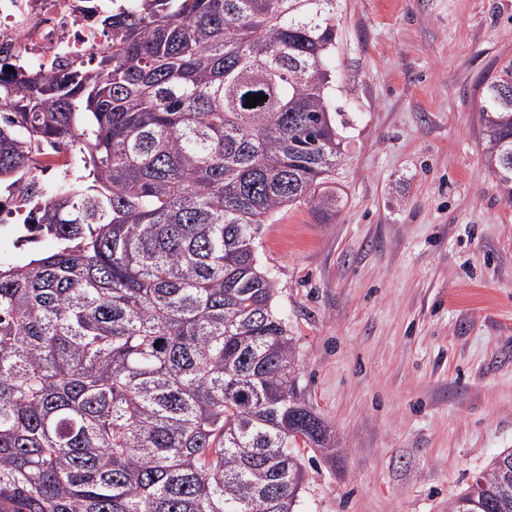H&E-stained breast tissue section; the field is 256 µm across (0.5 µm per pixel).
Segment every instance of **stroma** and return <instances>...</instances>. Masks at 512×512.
Wrapping results in <instances>:
<instances>
[{
    "instance_id": "1",
    "label": "stroma",
    "mask_w": 512,
    "mask_h": 512,
    "mask_svg": "<svg viewBox=\"0 0 512 512\" xmlns=\"http://www.w3.org/2000/svg\"><path fill=\"white\" fill-rule=\"evenodd\" d=\"M336 33L342 206L282 210L257 248L338 448L304 456L299 508L448 512L512 450V202L480 116L512 0H337Z\"/></svg>"
}]
</instances>
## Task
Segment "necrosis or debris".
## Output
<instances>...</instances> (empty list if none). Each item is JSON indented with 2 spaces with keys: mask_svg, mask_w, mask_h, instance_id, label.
Here are the masks:
<instances>
[{
  "mask_svg": "<svg viewBox=\"0 0 512 512\" xmlns=\"http://www.w3.org/2000/svg\"><path fill=\"white\" fill-rule=\"evenodd\" d=\"M90 0H0V61L14 69L85 64L102 42Z\"/></svg>",
  "mask_w": 512,
  "mask_h": 512,
  "instance_id": "obj_1",
  "label": "necrosis or debris"
}]
</instances>
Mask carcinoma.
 Here are the masks:
<instances>
[{
	"instance_id": "1",
	"label": "carcinoma",
	"mask_w": 512,
	"mask_h": 512,
	"mask_svg": "<svg viewBox=\"0 0 512 512\" xmlns=\"http://www.w3.org/2000/svg\"><path fill=\"white\" fill-rule=\"evenodd\" d=\"M93 17L90 64L0 77V184L50 152L74 171L23 221L53 250L0 266V512H298V444L336 441L297 394L257 240L339 203L336 0ZM481 123L512 201V64ZM448 512H512V450Z\"/></svg>"
}]
</instances>
